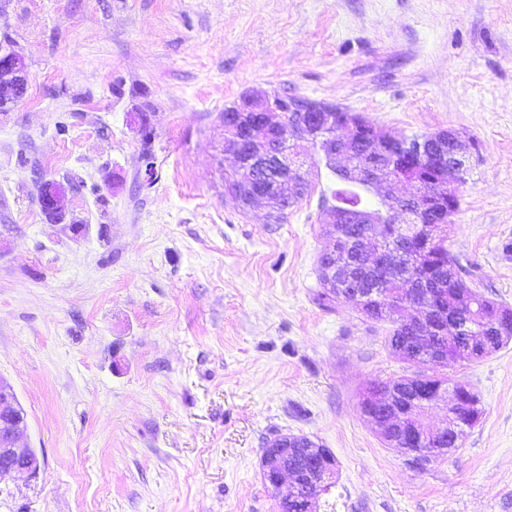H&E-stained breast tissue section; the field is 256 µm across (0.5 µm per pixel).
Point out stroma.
<instances>
[{
  "instance_id": "1",
  "label": "stroma",
  "mask_w": 512,
  "mask_h": 512,
  "mask_svg": "<svg viewBox=\"0 0 512 512\" xmlns=\"http://www.w3.org/2000/svg\"><path fill=\"white\" fill-rule=\"evenodd\" d=\"M1 50L30 81L0 112V379L41 469L0 476V512H278L260 458L287 433L336 458L317 512H512V344L448 366L484 414L413 469L358 410L411 371L389 323L315 300L323 159L277 224L224 183V109L252 89L459 132L480 161L448 249L512 306V0H0ZM44 180L74 184L66 226Z\"/></svg>"
}]
</instances>
